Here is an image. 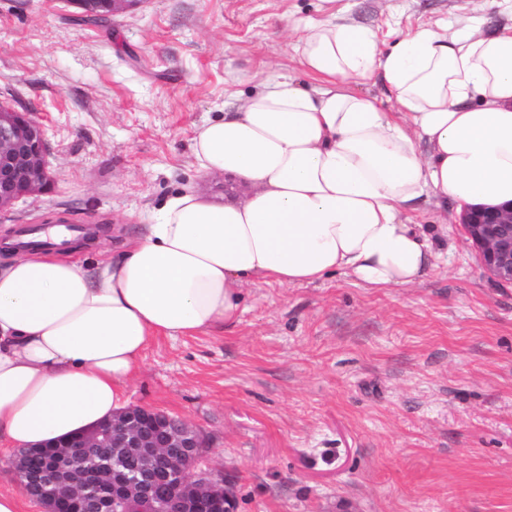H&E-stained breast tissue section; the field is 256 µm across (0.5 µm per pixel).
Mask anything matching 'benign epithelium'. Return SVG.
Returning a JSON list of instances; mask_svg holds the SVG:
<instances>
[{
    "label": "benign epithelium",
    "instance_id": "benign-epithelium-1",
    "mask_svg": "<svg viewBox=\"0 0 512 512\" xmlns=\"http://www.w3.org/2000/svg\"><path fill=\"white\" fill-rule=\"evenodd\" d=\"M85 17L105 8L114 15L142 0H72ZM46 127L31 113L0 103V211L34 199L53 186ZM459 223L478 248L490 277L512 283V207H474L463 211ZM204 439L185 420L143 406L115 412L109 419L53 444L44 460L45 479L30 490L46 512H126L132 502L158 499L153 470L127 472L107 462L84 465L89 448H109L122 458L137 452L166 472L183 469L200 455ZM214 512H231L224 482L200 476L175 482L166 497V512H198L202 502Z\"/></svg>",
    "mask_w": 512,
    "mask_h": 512
}]
</instances>
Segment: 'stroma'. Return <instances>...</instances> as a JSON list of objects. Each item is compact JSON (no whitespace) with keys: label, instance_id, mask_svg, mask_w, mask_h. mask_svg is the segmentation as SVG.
I'll use <instances>...</instances> for the list:
<instances>
[{"label":"stroma","instance_id":"stroma-1","mask_svg":"<svg viewBox=\"0 0 512 512\" xmlns=\"http://www.w3.org/2000/svg\"><path fill=\"white\" fill-rule=\"evenodd\" d=\"M332 13L385 48L469 16L512 26V0H144L102 26L70 0H0V100L45 124L55 176L0 234L62 217L114 249L177 193L224 201L198 129L272 75L310 84L292 28ZM407 216L440 255L422 283L256 280L234 323L146 348L131 404L201 430L233 512H512V285L454 206L428 195Z\"/></svg>","mask_w":512,"mask_h":512}]
</instances>
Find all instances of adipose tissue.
I'll return each instance as SVG.
<instances>
[{"mask_svg": "<svg viewBox=\"0 0 512 512\" xmlns=\"http://www.w3.org/2000/svg\"><path fill=\"white\" fill-rule=\"evenodd\" d=\"M483 24L385 51L370 28L317 21L294 46L314 85L267 80L195 136L200 170L236 178L241 199L174 195L105 258L1 260L0 441L41 445L125 408L149 344L234 321L247 281L419 283L434 246L405 213L426 192L459 211L512 202V31ZM374 76L397 111L355 90Z\"/></svg>", "mask_w": 512, "mask_h": 512, "instance_id": "adipose-tissue-1", "label": "adipose tissue"}]
</instances>
